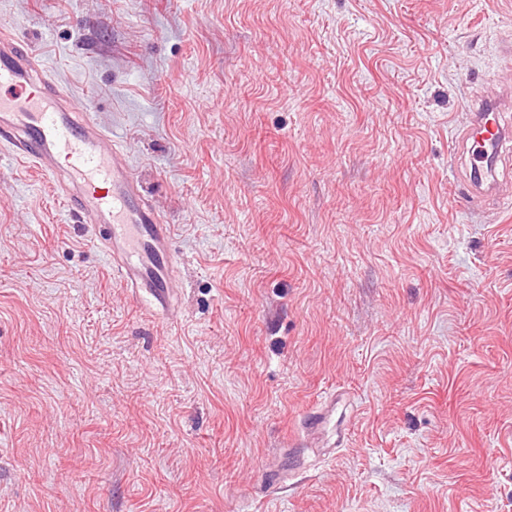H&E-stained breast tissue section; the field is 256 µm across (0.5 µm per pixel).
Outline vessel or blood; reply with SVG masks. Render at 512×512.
<instances>
[{
  "label": "vessel or blood",
  "instance_id": "1",
  "mask_svg": "<svg viewBox=\"0 0 512 512\" xmlns=\"http://www.w3.org/2000/svg\"><path fill=\"white\" fill-rule=\"evenodd\" d=\"M0 140L23 164L54 180L70 213L87 224L107 258L113 281L153 312H175L178 256L170 228L145 195L111 133L91 117L78 94L9 36H0ZM469 156L461 190L479 197L487 156L512 160V107L506 98H479L458 138ZM335 399L314 404L289 433V448L327 447Z\"/></svg>",
  "mask_w": 512,
  "mask_h": 512
}]
</instances>
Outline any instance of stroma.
I'll use <instances>...</instances> for the list:
<instances>
[{"label":"stroma","instance_id":"35a3bbf8","mask_svg":"<svg viewBox=\"0 0 512 512\" xmlns=\"http://www.w3.org/2000/svg\"><path fill=\"white\" fill-rule=\"evenodd\" d=\"M0 31L181 259L150 316L0 149V512H512V212L452 167L512 0H0ZM330 392L344 445L284 447Z\"/></svg>","mask_w":512,"mask_h":512}]
</instances>
